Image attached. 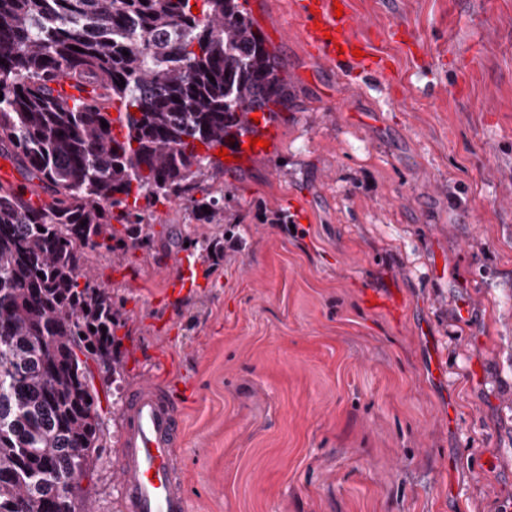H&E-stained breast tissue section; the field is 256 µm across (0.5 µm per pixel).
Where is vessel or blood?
<instances>
[{
  "mask_svg": "<svg viewBox=\"0 0 512 512\" xmlns=\"http://www.w3.org/2000/svg\"><path fill=\"white\" fill-rule=\"evenodd\" d=\"M342 14H335V6ZM303 38L323 63L349 64L361 74L383 77L391 59L354 31L350 0H298ZM195 259L166 272L169 294L188 287ZM120 443L114 452L122 512H190L184 471L177 454L183 444L182 403L173 388L144 375L130 388L120 413Z\"/></svg>",
  "mask_w": 512,
  "mask_h": 512,
  "instance_id": "obj_1",
  "label": "vessel or blood"
}]
</instances>
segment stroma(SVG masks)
I'll return each mask as SVG.
<instances>
[{"label": "stroma", "instance_id": "1", "mask_svg": "<svg viewBox=\"0 0 512 512\" xmlns=\"http://www.w3.org/2000/svg\"><path fill=\"white\" fill-rule=\"evenodd\" d=\"M246 9L293 103L269 154L200 178L234 236L174 202L151 252L88 254L129 330L120 384L94 379L90 512H121L119 413L158 358L189 389L192 512H512V0H351L380 80L316 61L295 0ZM219 236L169 299L175 240Z\"/></svg>", "mask_w": 512, "mask_h": 512}]
</instances>
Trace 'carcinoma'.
<instances>
[{"instance_id": "cac0c4a2", "label": "carcinoma", "mask_w": 512, "mask_h": 512, "mask_svg": "<svg viewBox=\"0 0 512 512\" xmlns=\"http://www.w3.org/2000/svg\"><path fill=\"white\" fill-rule=\"evenodd\" d=\"M200 2L195 14L192 0H0V157L51 197L33 207L26 185L0 183V512H88L81 479L102 431L88 360L120 380L126 321L85 278L86 252L153 247L158 203L231 223L192 196L205 167L224 173L210 151L248 131V113L288 107L244 4ZM181 250L215 262L224 239Z\"/></svg>"}]
</instances>
